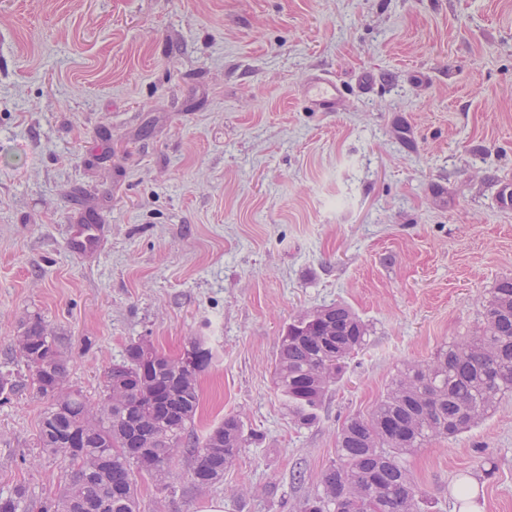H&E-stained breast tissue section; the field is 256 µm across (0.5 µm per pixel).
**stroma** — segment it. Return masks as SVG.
Segmentation results:
<instances>
[{
  "mask_svg": "<svg viewBox=\"0 0 512 512\" xmlns=\"http://www.w3.org/2000/svg\"><path fill=\"white\" fill-rule=\"evenodd\" d=\"M324 72L338 112L309 109ZM370 79L369 90L359 82ZM512 0H0V493L56 495L51 405L12 339L40 317L90 400L126 346L201 339L194 432L247 439L205 489L178 456L140 512H300L410 362L474 335L512 278ZM103 228L90 253L72 224ZM366 343L306 426L273 371L299 314L335 303ZM421 512H512V393L406 455Z\"/></svg>",
  "mask_w": 512,
  "mask_h": 512,
  "instance_id": "35a3bbf8",
  "label": "stroma"
}]
</instances>
